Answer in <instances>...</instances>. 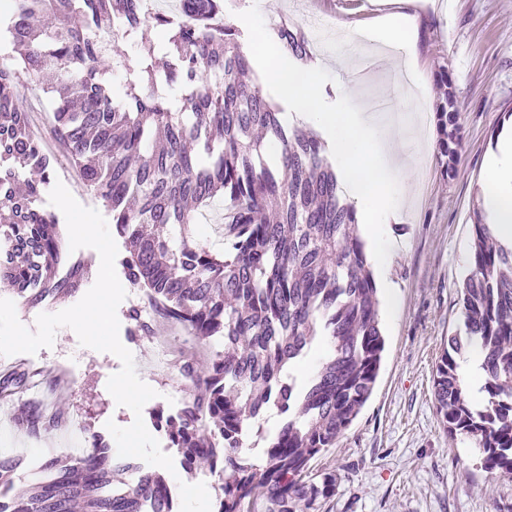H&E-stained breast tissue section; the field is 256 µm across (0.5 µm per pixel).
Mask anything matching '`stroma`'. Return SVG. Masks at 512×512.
Masks as SVG:
<instances>
[{"label": "stroma", "mask_w": 512, "mask_h": 512, "mask_svg": "<svg viewBox=\"0 0 512 512\" xmlns=\"http://www.w3.org/2000/svg\"><path fill=\"white\" fill-rule=\"evenodd\" d=\"M244 13L254 21L242 30L247 44L258 31L273 41V29L284 18L301 27L312 58L325 64L328 95L339 88L337 73L352 74L376 56V75L361 99L366 111L406 113L418 100L434 106L443 70L460 110L454 173L445 174L437 133L428 129L426 139L409 149L413 187L400 223L376 229L379 237L400 244L374 274L393 284L395 303L380 310L386 345L370 399L336 447L310 462L312 474L336 473V494L320 512H512V480L489 473L469 439L448 435L433 394L443 347L462 326L458 290L472 270L474 211L482 203L490 151L512 107V0H224L228 23ZM394 13L413 19L416 71L400 68L388 57L387 46L378 43H365L360 55L353 51L356 28ZM16 94L58 157L56 179L81 205L94 207L41 110L42 85L22 78ZM119 337L134 357L138 376L157 393L142 410L146 416L158 409L175 413L186 397L176 370L163 376L152 370L159 341L176 352L187 350L203 365L222 347L218 339L209 344L185 339L181 327L162 321L135 338L120 328ZM29 361L64 373L65 388L38 387L36 398L60 407L67 424L37 439L17 422L14 405L0 404V454L31 463L91 433L106 434L107 421L132 424V411L117 405L107 390L119 362L111 353L81 346L72 329L60 328L52 347Z\"/></svg>", "instance_id": "35a3bbf8"}]
</instances>
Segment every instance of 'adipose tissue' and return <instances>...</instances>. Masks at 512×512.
Segmentation results:
<instances>
[{"instance_id": "adipose-tissue-1", "label": "adipose tissue", "mask_w": 512, "mask_h": 512, "mask_svg": "<svg viewBox=\"0 0 512 512\" xmlns=\"http://www.w3.org/2000/svg\"><path fill=\"white\" fill-rule=\"evenodd\" d=\"M369 38L395 46L403 61L412 58V28L407 17L390 15L368 33ZM257 63L266 81L290 108L289 118L300 125H314L326 141L343 176L342 190L356 209V216L370 238L372 255L385 266L394 243L375 235L379 224L397 222L405 195L391 183L392 170H406V144L393 132H380L357 110L360 85L348 81L347 94L328 100L322 93L321 69L296 65L283 48L268 45ZM483 204L492 218L493 236L512 245V127L497 139L487 167Z\"/></svg>"}]
</instances>
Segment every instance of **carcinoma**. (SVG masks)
<instances>
[{"mask_svg":"<svg viewBox=\"0 0 512 512\" xmlns=\"http://www.w3.org/2000/svg\"><path fill=\"white\" fill-rule=\"evenodd\" d=\"M145 0H13L6 33L22 54L0 61V279L19 303L75 296L88 266L65 258L58 216L42 206L55 160L15 98L21 75L41 81L48 113L69 164L103 203L123 239L125 279L153 298V316L188 337L224 341L204 371L177 365L192 393L175 414L157 411V430L189 473L218 472L215 512H319L336 492V472L306 479L309 462L333 448L372 395L385 350L377 289L355 209L338 194L321 138L291 127L264 95L224 0H184L182 16L144 11ZM150 23L170 29L161 57H114L112 45ZM107 27L109 37L95 33ZM278 43L309 57L304 32L281 20ZM130 76L111 96L100 66ZM181 93L173 109L155 88ZM437 105L438 154L452 173L459 119L448 77ZM279 146L266 160L265 143ZM37 177L21 183L26 172ZM224 201L216 244L189 243L205 208ZM474 267L459 294L464 335L448 337L433 380L444 430L474 441L484 467L512 478V246L497 243L474 211ZM129 333L148 330L142 311ZM328 347L304 391L293 364L314 345ZM484 355L482 401L464 395L458 370ZM35 375L22 362L0 376V396L22 392ZM274 407L284 416L267 438L265 460L242 461L244 422ZM17 419L49 432L62 416L26 401ZM92 451L46 455L27 488L14 492L23 459L0 456V512H175L155 467L115 457L91 434Z\"/></svg>","mask_w":512,"mask_h":512,"instance_id":"carcinoma-1","label":"carcinoma"}]
</instances>
